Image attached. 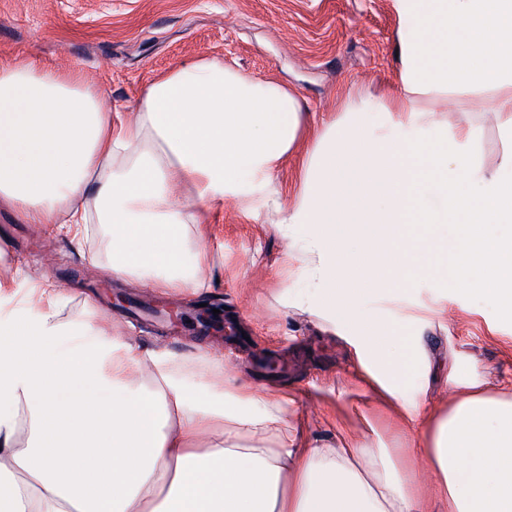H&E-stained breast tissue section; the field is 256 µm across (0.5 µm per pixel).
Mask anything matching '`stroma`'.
Wrapping results in <instances>:
<instances>
[{"mask_svg":"<svg viewBox=\"0 0 512 512\" xmlns=\"http://www.w3.org/2000/svg\"><path fill=\"white\" fill-rule=\"evenodd\" d=\"M397 20L390 0H0V63L29 58L57 69L78 68L105 92L113 111L136 109L142 85L168 69L214 56L240 73L294 88L311 124L331 123L348 97L376 95L393 81ZM476 98L470 118L481 129V156L495 169L511 147L494 113ZM210 272L193 294L160 292L137 278L113 277L110 241L100 225L87 240L63 237L53 224H27L0 206V261L9 268L17 306L31 289L50 284L65 299L64 318L89 312L110 318L141 348L190 357L198 349L222 356L225 373L259 390L294 393L295 411L310 436L331 439L337 426L356 430L371 448L411 450L417 433L401 429L371 401L360 365L361 338L322 314L297 308L313 296L309 269L291 261L292 238L269 215H251L227 202L210 211ZM192 314L199 304L226 309L244 335L233 342L203 334L186 322L170 331L147 317L114 306L112 295ZM412 299L428 308L418 328L427 359H415L400 381L412 406L446 395L445 374L426 360L452 363L461 373L478 369L491 394L512 383V321L501 319L478 296L421 280L396 293L358 295L357 311L388 313ZM278 356L284 370L270 377L256 362Z\"/></svg>","mask_w":512,"mask_h":512,"instance_id":"35a3bbf8","label":"stroma"}]
</instances>
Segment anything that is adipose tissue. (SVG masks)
Here are the masks:
<instances>
[{"mask_svg":"<svg viewBox=\"0 0 512 512\" xmlns=\"http://www.w3.org/2000/svg\"><path fill=\"white\" fill-rule=\"evenodd\" d=\"M399 25L394 85L346 100L307 129L300 96L214 57L144 85L137 110L113 119L82 71L29 59L0 65V203L29 224L63 223L72 240L106 225L113 276L161 292L207 283L206 214L234 202L274 213L302 236L306 307L360 330L378 371L366 382L406 413L436 475L421 489L413 460L354 436L319 444L295 399L258 396L219 361L145 351L97 320L72 326L59 296L0 317V512H512V398L449 372L448 407L406 408L397 382L424 349L402 345L403 312L361 318V280L409 289L420 279L482 295L512 317V149L495 170L476 158L470 100L490 92L512 141V0H390ZM464 118L443 124L440 104ZM379 112L384 124H368ZM307 149L298 189H271L283 159ZM451 224L452 241L432 228ZM192 263H185L188 242ZM69 336L81 344L61 350Z\"/></svg>","mask_w":512,"mask_h":512,"instance_id":"ef3b65f1","label":"adipose tissue"}]
</instances>
